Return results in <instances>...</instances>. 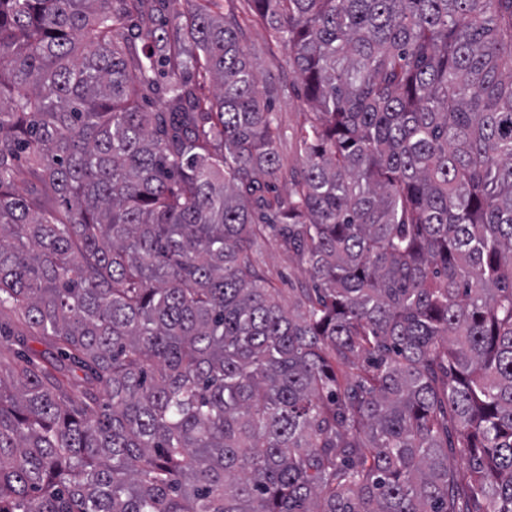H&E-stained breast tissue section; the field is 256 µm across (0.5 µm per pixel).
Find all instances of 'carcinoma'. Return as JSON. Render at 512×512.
I'll return each instance as SVG.
<instances>
[{"mask_svg": "<svg viewBox=\"0 0 512 512\" xmlns=\"http://www.w3.org/2000/svg\"><path fill=\"white\" fill-rule=\"evenodd\" d=\"M166 2L0 0V512H512V0H246L284 196L296 88ZM243 36L242 43L245 50L251 53L252 57L257 50L263 48L264 52L257 55L256 62L259 64L260 76L269 82H295L297 83L296 74L293 70H288L285 65L284 51L274 48L273 52H267L265 47L268 41L267 31L252 23H242ZM258 265L273 285L283 290L285 298L288 288H306L310 284L304 267L273 239L265 246Z\"/></svg>", "mask_w": 512, "mask_h": 512, "instance_id": "carcinoma-1", "label": "carcinoma"}]
</instances>
